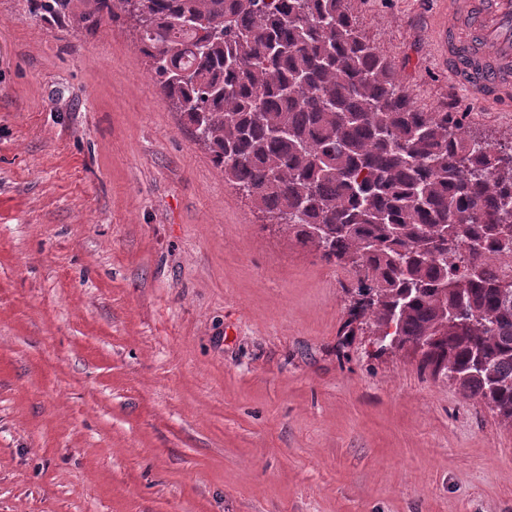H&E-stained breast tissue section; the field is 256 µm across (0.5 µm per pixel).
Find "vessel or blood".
<instances>
[{
    "instance_id": "obj_1",
    "label": "vessel or blood",
    "mask_w": 512,
    "mask_h": 512,
    "mask_svg": "<svg viewBox=\"0 0 512 512\" xmlns=\"http://www.w3.org/2000/svg\"><path fill=\"white\" fill-rule=\"evenodd\" d=\"M450 23L439 33L460 82L496 103L512 86V0H449Z\"/></svg>"
}]
</instances>
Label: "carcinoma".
<instances>
[{
    "label": "carcinoma",
    "mask_w": 512,
    "mask_h": 512,
    "mask_svg": "<svg viewBox=\"0 0 512 512\" xmlns=\"http://www.w3.org/2000/svg\"><path fill=\"white\" fill-rule=\"evenodd\" d=\"M44 22L145 27L162 97L262 217L354 268L366 324L512 425V144L416 109L346 0H33ZM189 71L192 80L177 77ZM468 317L449 322L444 309Z\"/></svg>",
    "instance_id": "obj_1"
}]
</instances>
